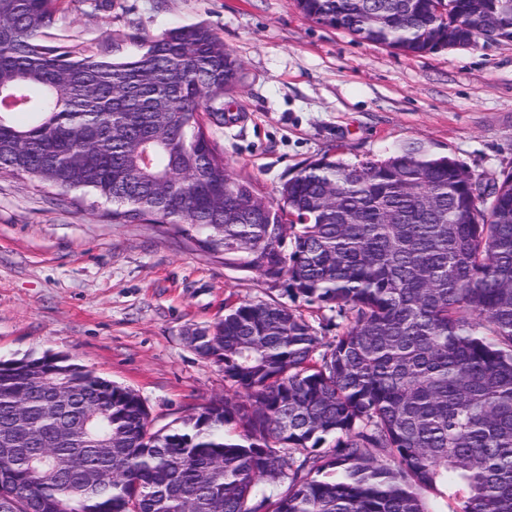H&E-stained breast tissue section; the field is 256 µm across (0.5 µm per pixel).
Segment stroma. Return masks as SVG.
Listing matches in <instances>:
<instances>
[{
	"label": "stroma",
	"instance_id": "obj_1",
	"mask_svg": "<svg viewBox=\"0 0 512 512\" xmlns=\"http://www.w3.org/2000/svg\"><path fill=\"white\" fill-rule=\"evenodd\" d=\"M203 22L243 64L209 131L237 174L275 202L283 182L323 155L382 159L419 142L486 184L512 171V42L418 56L306 17L294 0H59L56 43ZM94 195L81 204L0 173V359L61 352L133 389L153 428L224 395V373L187 331L244 301L299 309L321 343L336 314L204 253L168 224H116Z\"/></svg>",
	"mask_w": 512,
	"mask_h": 512
}]
</instances>
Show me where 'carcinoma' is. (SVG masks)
<instances>
[{"instance_id":"obj_1","label":"carcinoma","mask_w":512,"mask_h":512,"mask_svg":"<svg viewBox=\"0 0 512 512\" xmlns=\"http://www.w3.org/2000/svg\"><path fill=\"white\" fill-rule=\"evenodd\" d=\"M408 55L465 23L512 41V0H296ZM56 0H0V173L171 224L224 264L350 318L318 352L305 316L246 301L191 348L229 393L152 430L133 390L60 353L0 360L7 512H512V172L484 197L420 143L325 155L272 205L224 161L239 59L203 23L109 43L45 40ZM487 218H479V204ZM433 492L427 499L413 488Z\"/></svg>"}]
</instances>
